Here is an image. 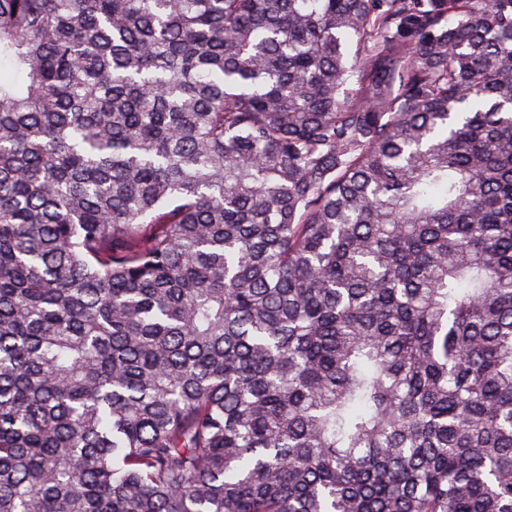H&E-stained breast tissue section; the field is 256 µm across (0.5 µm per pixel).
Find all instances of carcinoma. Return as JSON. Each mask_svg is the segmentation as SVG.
I'll return each instance as SVG.
<instances>
[{"label": "carcinoma", "instance_id": "1", "mask_svg": "<svg viewBox=\"0 0 512 512\" xmlns=\"http://www.w3.org/2000/svg\"><path fill=\"white\" fill-rule=\"evenodd\" d=\"M0 512H512V0H0Z\"/></svg>", "mask_w": 512, "mask_h": 512}]
</instances>
